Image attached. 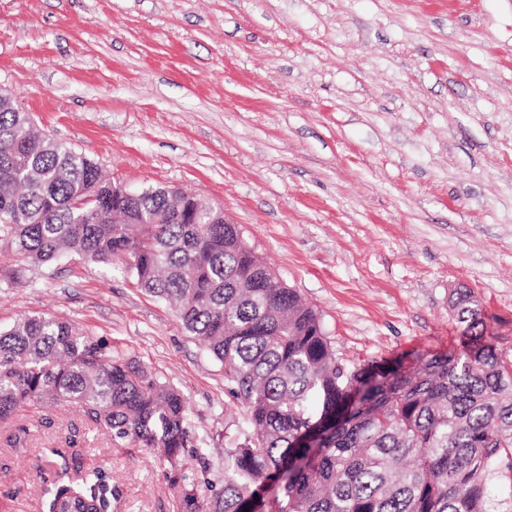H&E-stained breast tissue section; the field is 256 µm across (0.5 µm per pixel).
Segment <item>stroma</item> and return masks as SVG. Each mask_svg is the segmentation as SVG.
I'll use <instances>...</instances> for the list:
<instances>
[{
  "mask_svg": "<svg viewBox=\"0 0 512 512\" xmlns=\"http://www.w3.org/2000/svg\"><path fill=\"white\" fill-rule=\"evenodd\" d=\"M1 91L108 178L223 209L344 362L459 348V290L512 352V0H0ZM126 266L0 255V327L72 322L177 388L209 499L243 411ZM71 430L65 470L52 450ZM94 469L116 512H176L155 454L78 408L0 424V512H44Z\"/></svg>",
  "mask_w": 512,
  "mask_h": 512,
  "instance_id": "obj_1",
  "label": "stroma"
}]
</instances>
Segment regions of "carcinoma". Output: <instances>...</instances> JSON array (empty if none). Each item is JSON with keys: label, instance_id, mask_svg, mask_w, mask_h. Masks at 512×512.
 Wrapping results in <instances>:
<instances>
[{"label": "carcinoma", "instance_id": "cac0c4a2", "mask_svg": "<svg viewBox=\"0 0 512 512\" xmlns=\"http://www.w3.org/2000/svg\"><path fill=\"white\" fill-rule=\"evenodd\" d=\"M166 197L112 195L96 162L0 107V250L31 264L77 253L127 256L137 284L174 304L183 327L224 365L243 410L224 447L209 512H493L487 485H512V353L485 336L482 303L452 300L462 348L407 369L336 358L319 312L276 280L236 224H143ZM42 403L74 404L116 446L154 451L177 512H202L186 401L134 356L44 316L0 328V422ZM97 472L59 486L47 512H112Z\"/></svg>", "mask_w": 512, "mask_h": 512}]
</instances>
